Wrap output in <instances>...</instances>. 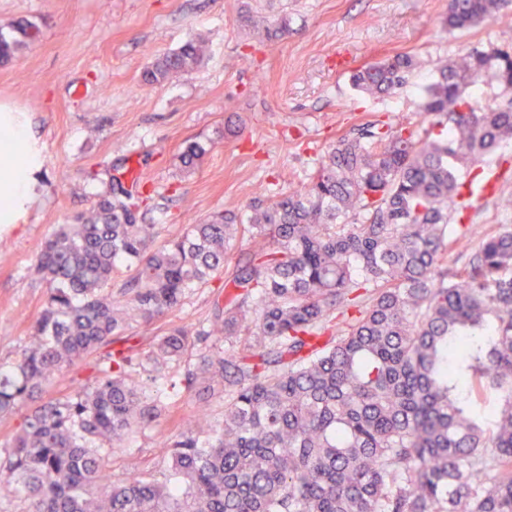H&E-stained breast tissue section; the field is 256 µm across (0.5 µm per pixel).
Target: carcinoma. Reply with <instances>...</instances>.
<instances>
[{"label":"carcinoma","mask_w":512,"mask_h":512,"mask_svg":"<svg viewBox=\"0 0 512 512\" xmlns=\"http://www.w3.org/2000/svg\"><path fill=\"white\" fill-rule=\"evenodd\" d=\"M507 4L450 0L444 22L470 28ZM38 32L25 19L0 31V65ZM204 54L191 39L142 82L162 85ZM416 67L397 53L351 81L388 95ZM480 82L512 91V51L443 64L419 99L423 126H354L306 186L245 219L228 210L159 244L134 184L115 177L90 216L58 225L34 263L47 288L35 336L0 372V413L32 404L0 460L25 512H512V227L448 271L471 229L450 223L451 204L468 209L475 164L512 140V100L478 106ZM207 151L187 143L182 170ZM245 237L252 249L224 280L233 294L201 332L234 350L180 381L166 369L194 345L185 328L137 364L133 346L114 347L134 318H162L221 276ZM96 356L92 383L43 397ZM139 369L166 387L147 395ZM199 379L224 386L222 424L201 413L168 437L164 478L109 481L104 458Z\"/></svg>","instance_id":"1"}]
</instances>
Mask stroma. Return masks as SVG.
<instances>
[{
  "mask_svg": "<svg viewBox=\"0 0 512 512\" xmlns=\"http://www.w3.org/2000/svg\"><path fill=\"white\" fill-rule=\"evenodd\" d=\"M447 12L448 0H0V30L21 19L39 27L21 59L0 66V106L26 115L33 167L32 192L13 223H0V367L29 344L44 305L36 254L57 225L93 206L112 176L141 173L145 221L162 241L182 225L302 188L337 136L361 119L420 123V92L439 66L474 48H512V7L465 30L448 29ZM247 13L287 21V35L266 39L245 26ZM192 38L208 46L199 67L160 86L142 84L154 56ZM400 52L419 61L406 85L378 97L353 88L352 71ZM228 122L240 126L238 136L225 138ZM190 141L208 152L185 173L179 157ZM501 195L512 196V170L467 211L475 232L466 252L512 224ZM224 295L216 279L188 291L164 318L132 323L136 354L170 326H208ZM204 410L222 421V386L197 382L175 413L189 422ZM171 431L162 422L127 437L106 461L113 482L162 476L161 444Z\"/></svg>",
  "mask_w": 512,
  "mask_h": 512,
  "instance_id": "obj_1",
  "label": "stroma"
}]
</instances>
